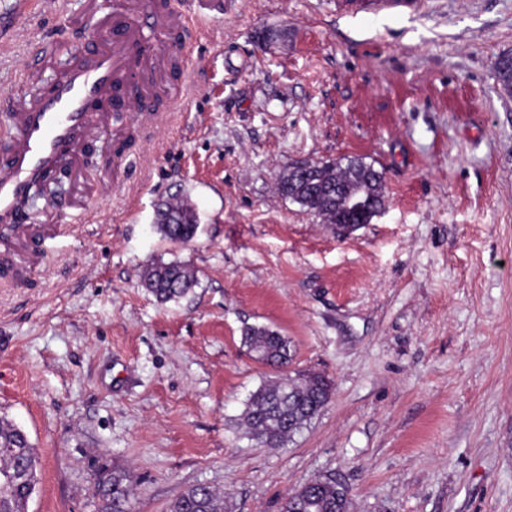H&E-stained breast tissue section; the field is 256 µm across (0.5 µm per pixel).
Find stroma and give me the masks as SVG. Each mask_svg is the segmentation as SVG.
I'll list each match as a JSON object with an SVG mask.
<instances>
[{
    "label": "stroma",
    "instance_id": "1",
    "mask_svg": "<svg viewBox=\"0 0 512 512\" xmlns=\"http://www.w3.org/2000/svg\"><path fill=\"white\" fill-rule=\"evenodd\" d=\"M0 0V98L35 94L98 31L112 0ZM414 15L344 14L338 0H173L195 34L180 103L133 116L137 144L59 199L40 276L0 279V417L38 452L28 512H97L98 473L137 478L132 512L187 488L233 512H281L325 475L351 512H512V0H421ZM356 157L382 171L387 209L346 236L280 196L288 166ZM191 203L186 246L158 203ZM181 261L179 301L141 286ZM247 325L287 336L281 370ZM318 372L328 405L284 446L251 440L250 395ZM155 224L164 238L177 245L191 242L199 228L195 210L185 201L178 205L171 201L159 204L155 211ZM196 282L195 273L177 261L151 265L142 277L143 288L163 303L186 297Z\"/></svg>",
    "mask_w": 512,
    "mask_h": 512
}]
</instances>
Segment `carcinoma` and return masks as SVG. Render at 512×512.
<instances>
[{"mask_svg":"<svg viewBox=\"0 0 512 512\" xmlns=\"http://www.w3.org/2000/svg\"><path fill=\"white\" fill-rule=\"evenodd\" d=\"M354 160L344 166H320L308 178H293L283 171L277 179L279 193L317 215L324 224L336 223V181H345ZM157 230L173 244L184 245L197 234L195 210L186 202L159 204L155 211ZM197 282L195 273L181 262L156 263L148 267L142 286L158 301L167 303L187 296ZM244 343L257 359L277 365L290 360L288 337L266 327H251ZM332 386L317 373L296 378L284 374L257 389L244 411L248 434L275 447L312 421L329 403ZM38 457L27 435L0 418V512H25L37 483ZM310 490L298 488L288 495L282 512H348V503L336 504V489L324 478L314 480ZM136 479L129 470L114 469L99 474L94 486L99 512H131ZM169 512H231L224 493L206 485L185 490L169 506Z\"/></svg>","mask_w":512,"mask_h":512,"instance_id":"carcinoma-1","label":"carcinoma"}]
</instances>
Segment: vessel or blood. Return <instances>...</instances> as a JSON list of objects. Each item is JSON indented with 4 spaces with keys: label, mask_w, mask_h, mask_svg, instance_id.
Segmentation results:
<instances>
[{
    "label": "vessel or blood",
    "mask_w": 512,
    "mask_h": 512,
    "mask_svg": "<svg viewBox=\"0 0 512 512\" xmlns=\"http://www.w3.org/2000/svg\"><path fill=\"white\" fill-rule=\"evenodd\" d=\"M101 28L103 37L89 40L48 93L5 102L12 132L0 153V222L13 227L6 246L18 262H34L26 206L34 181L50 169L80 168L85 146L105 131L121 135L191 34L185 15L150 0H117Z\"/></svg>",
    "instance_id": "1"
}]
</instances>
